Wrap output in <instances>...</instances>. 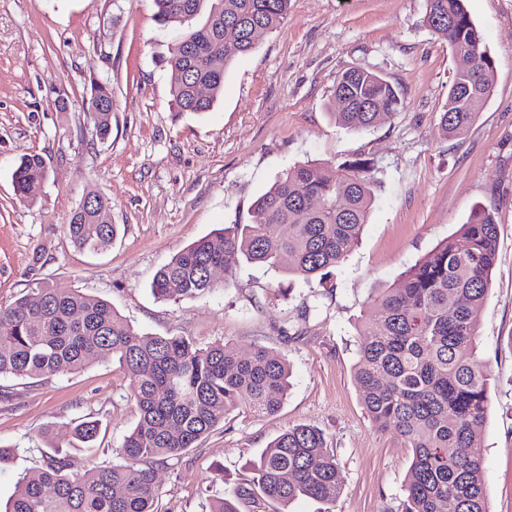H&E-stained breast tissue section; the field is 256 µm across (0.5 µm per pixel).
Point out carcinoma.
<instances>
[{"mask_svg":"<svg viewBox=\"0 0 512 512\" xmlns=\"http://www.w3.org/2000/svg\"><path fill=\"white\" fill-rule=\"evenodd\" d=\"M162 24H181L201 13L204 22L183 33L168 65L177 112L210 111L224 90L229 64L225 39L247 54L277 29L290 0H153ZM424 22L453 50L465 51L481 35L465 0H427ZM494 91L487 56L473 58L455 77L440 112V128L465 135L475 118L459 84ZM335 122L369 130L399 111L400 92L362 67L341 73L333 90ZM114 99L106 83L92 85L87 111L97 136L112 128ZM374 164L356 159L338 167L305 162L285 171L251 208L248 224L202 237L162 266L151 283L157 299L191 298L212 291L209 271L235 270L240 261L306 280L333 275L356 246L374 201ZM48 176L39 153L22 156L13 172L17 195ZM288 226V234L280 227ZM73 244L98 252L117 234L112 202H82L67 224ZM459 233L466 241L438 243L408 266L394 288L369 298L371 318L354 364L362 404L371 423L395 430L412 451L401 512H489L485 499L481 432L489 409L491 373L477 355L476 338L498 256V224L474 210ZM117 360L130 379L138 420L112 465L83 475L67 473L63 458L24 474L0 512H158L155 467L180 455L232 413H277L287 395L290 366L284 355L258 346L241 358L220 342L201 345L183 336L136 329L111 304L78 290L36 283L30 293L0 304V377L53 376L93 360ZM246 482L211 512H240L262 499L288 512L300 497L333 504L343 481L324 433L298 424L247 463Z\"/></svg>","mask_w":512,"mask_h":512,"instance_id":"1","label":"carcinoma"}]
</instances>
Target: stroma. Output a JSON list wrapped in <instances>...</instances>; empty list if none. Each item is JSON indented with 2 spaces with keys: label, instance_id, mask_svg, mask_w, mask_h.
Wrapping results in <instances>:
<instances>
[{
  "label": "stroma",
  "instance_id": "1",
  "mask_svg": "<svg viewBox=\"0 0 512 512\" xmlns=\"http://www.w3.org/2000/svg\"><path fill=\"white\" fill-rule=\"evenodd\" d=\"M496 63L495 89L469 130L449 139L439 115L458 67L423 23L427 0H291L282 25L250 53L232 54L224 94L202 115L174 111L176 26L159 25L153 0H0V303L33 283L105 300L141 331L256 346L285 355L290 387L281 409L232 415L196 448L157 467L160 512H209L247 475L245 466L296 424L321 429L343 478L331 506L308 498L289 512H400L411 451L373 427L353 367L355 327L372 289L453 235L474 209L499 227L498 261L480 314L478 354L492 372L482 429L490 512H512V0H466ZM401 93L398 112L355 131L331 118L337 77L352 67ZM112 85V131L98 139L90 85ZM41 154L48 178L19 198L18 159ZM368 159L380 185L359 243L332 279L288 278L264 266L216 271L213 291L160 301L154 274L214 230L251 220L253 202L287 169L312 161ZM112 202L118 232L93 253L66 231L89 195ZM321 300L319 313L300 315ZM138 410L118 362L93 361L54 376L0 377V498L21 472L61 457L80 474L111 465ZM93 421V444L73 426Z\"/></svg>",
  "mask_w": 512,
  "mask_h": 512
}]
</instances>
